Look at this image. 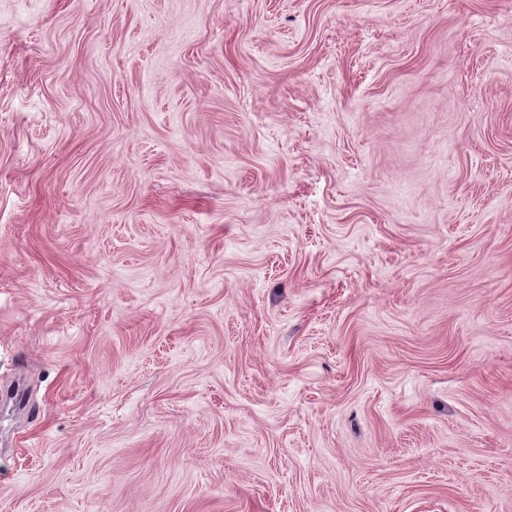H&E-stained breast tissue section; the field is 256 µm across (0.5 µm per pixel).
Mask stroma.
<instances>
[{
    "label": "stroma",
    "instance_id": "35a3bbf8",
    "mask_svg": "<svg viewBox=\"0 0 512 512\" xmlns=\"http://www.w3.org/2000/svg\"><path fill=\"white\" fill-rule=\"evenodd\" d=\"M0 512H512V0H0Z\"/></svg>",
    "mask_w": 512,
    "mask_h": 512
}]
</instances>
